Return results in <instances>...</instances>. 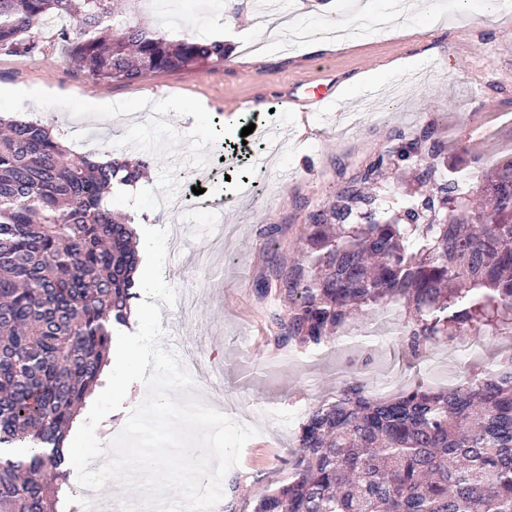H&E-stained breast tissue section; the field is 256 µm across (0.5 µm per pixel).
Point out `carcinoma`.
<instances>
[{"label": "carcinoma", "mask_w": 512, "mask_h": 512, "mask_svg": "<svg viewBox=\"0 0 512 512\" xmlns=\"http://www.w3.org/2000/svg\"><path fill=\"white\" fill-rule=\"evenodd\" d=\"M141 0H0V49L34 55L33 31L55 15L60 38L94 80L218 66L222 42L172 40L137 16ZM0 512H81L62 501L67 440L110 361L112 330L136 298L132 218L112 215L113 184H134L146 161L105 162L64 145L38 120L0 116ZM422 131L380 155L309 215L300 256L279 266L270 342L314 352L389 304L404 308L400 342L414 358L453 348L473 329L512 335V159L461 183L433 163ZM421 166L420 196L384 218L378 183L389 164ZM283 465L281 485L253 512H512V358L493 374L379 398L343 382L313 407Z\"/></svg>", "instance_id": "carcinoma-1"}]
</instances>
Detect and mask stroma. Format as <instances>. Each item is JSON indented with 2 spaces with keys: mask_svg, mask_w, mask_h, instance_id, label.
Wrapping results in <instances>:
<instances>
[{
  "mask_svg": "<svg viewBox=\"0 0 512 512\" xmlns=\"http://www.w3.org/2000/svg\"><path fill=\"white\" fill-rule=\"evenodd\" d=\"M242 15L228 20L224 0H174L180 23L145 13L168 33L197 38L226 30L227 62L215 68L187 67L148 75L137 82L95 81L80 71L57 38L41 28L39 56L0 50V114L41 119L79 152L151 159L148 175L133 196L116 194L112 205L146 218L152 228L179 226L186 241L180 264L164 268L177 291L173 307L161 310L166 342L180 343L185 359L206 374L195 393L217 398L232 420L247 418L257 428L231 476L240 477L239 508L252 512L255 495L276 488L286 473L280 459L296 440L308 409L333 400L340 383L358 375L372 394L389 397L418 383L445 388L461 374L452 351L435 347L415 363L398 343L402 307L391 304L344 330L309 354L268 345L270 318L278 305L259 299L255 288L273 279L295 255L294 243L310 214L322 207L380 154L394 150L429 128L442 147L445 173L472 178L512 157V8L493 10L481 0H424L441 22L425 19L373 25L383 0H238ZM267 15L270 25L249 29L247 11ZM297 19L312 38L336 27L356 37L351 47L312 51L307 41L285 43L273 21ZM262 42L243 53V38ZM376 71L380 81L352 96L336 97L324 109L280 103L299 82L318 75L335 83ZM175 97L187 111L167 113L156 126L158 99ZM108 101L111 111L92 112L91 101ZM254 103L260 126H274L277 141L252 134L253 154L241 175L217 174L219 145L235 141L224 117L240 101ZM202 101L208 110L193 119L188 108ZM206 167V200L216 203L212 223L193 212L160 208L161 192L185 193L186 169ZM416 168L390 167L382 177L379 206L396 211L417 189ZM262 193L243 192V180ZM276 235H269V227Z\"/></svg>",
  "mask_w": 512,
  "mask_h": 512,
  "instance_id": "35a3bbf8",
  "label": "stroma"
}]
</instances>
